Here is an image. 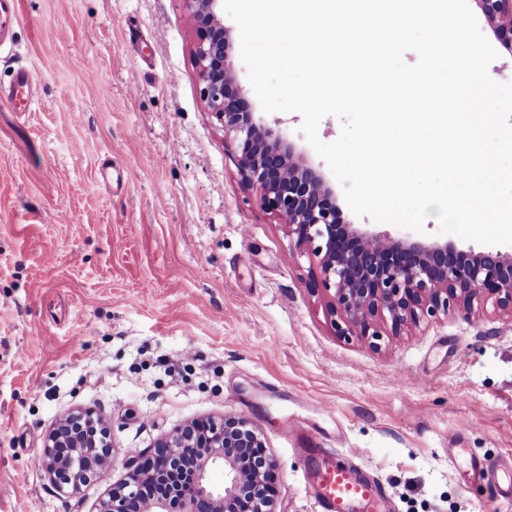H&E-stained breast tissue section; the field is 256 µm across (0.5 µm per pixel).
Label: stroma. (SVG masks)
<instances>
[{
	"instance_id": "1",
	"label": "stroma",
	"mask_w": 512,
	"mask_h": 512,
	"mask_svg": "<svg viewBox=\"0 0 512 512\" xmlns=\"http://www.w3.org/2000/svg\"><path fill=\"white\" fill-rule=\"evenodd\" d=\"M20 12L0 45V512H95L129 458L227 414L275 460L276 512H320L327 450L384 488L388 512H512L496 493L512 468V316L442 319L378 351L340 339L200 98L182 0H20ZM224 26L257 118L359 223L301 115L262 111L238 27ZM22 69L37 103L17 112L7 94ZM86 408L117 466L71 496L32 460ZM485 459L497 473L471 478Z\"/></svg>"
}]
</instances>
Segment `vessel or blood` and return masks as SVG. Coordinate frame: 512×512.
<instances>
[{"label":"vessel or blood","instance_id":"vessel-or-blood-1","mask_svg":"<svg viewBox=\"0 0 512 512\" xmlns=\"http://www.w3.org/2000/svg\"><path fill=\"white\" fill-rule=\"evenodd\" d=\"M9 100L17 111L31 108L35 96L26 72H17ZM316 499L321 512H377L380 490L375 483L362 479L339 462L322 469Z\"/></svg>","mask_w":512,"mask_h":512}]
</instances>
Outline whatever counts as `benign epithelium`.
<instances>
[{"label": "benign epithelium", "instance_id": "benign-epithelium-1", "mask_svg": "<svg viewBox=\"0 0 512 512\" xmlns=\"http://www.w3.org/2000/svg\"><path fill=\"white\" fill-rule=\"evenodd\" d=\"M183 2L196 25L200 97L232 143L238 170L260 206L284 220L290 255L316 262L305 288L326 300L336 335L377 351L383 325L398 336L440 318L471 320L489 305L512 313V250L482 252L448 241L400 240L343 222L323 177L295 159L292 145L262 124L244 98L230 61L221 0ZM477 2L497 40L512 52V0ZM256 455L265 457L267 450L252 422L224 415L165 436L145 461L163 471L191 468V492L179 493L180 512H275L276 463L270 459L265 472L254 474L247 464ZM102 456L114 460L104 420L93 411H79L55 423L39 462L59 489L74 495L85 483L109 474L97 464ZM143 462L127 463L128 477L112 487L98 512H171V490L143 500ZM217 468L224 470L220 489L210 481Z\"/></svg>", "mask_w": 512, "mask_h": 512}]
</instances>
